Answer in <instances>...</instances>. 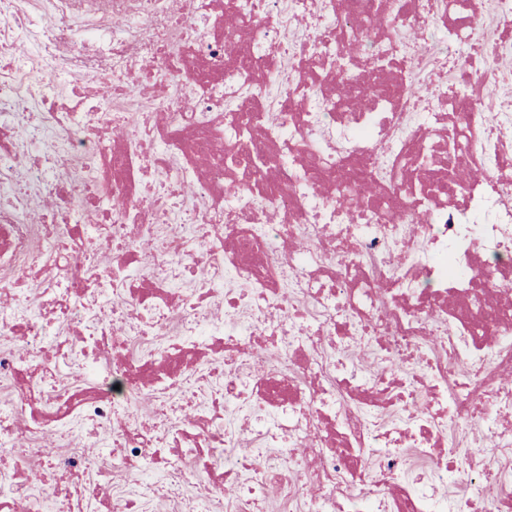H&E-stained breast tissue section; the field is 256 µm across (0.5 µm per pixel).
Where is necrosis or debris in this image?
Instances as JSON below:
<instances>
[{"instance_id": "obj_1", "label": "necrosis or debris", "mask_w": 512, "mask_h": 512, "mask_svg": "<svg viewBox=\"0 0 512 512\" xmlns=\"http://www.w3.org/2000/svg\"><path fill=\"white\" fill-rule=\"evenodd\" d=\"M367 10L388 23L358 59ZM511 23L512 0H0V512L91 471L74 512H147L223 447L185 512L274 486L275 512H512ZM443 30L466 79L434 72L433 104Z\"/></svg>"}]
</instances>
